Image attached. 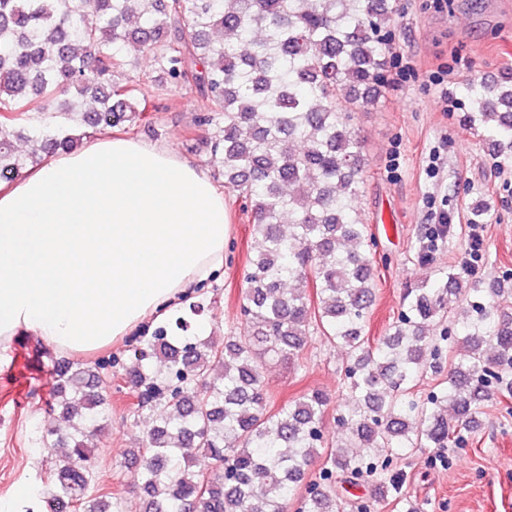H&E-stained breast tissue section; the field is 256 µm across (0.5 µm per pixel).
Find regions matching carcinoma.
Segmentation results:
<instances>
[{
    "label": "carcinoma",
    "instance_id": "cac0c4a2",
    "mask_svg": "<svg viewBox=\"0 0 512 512\" xmlns=\"http://www.w3.org/2000/svg\"><path fill=\"white\" fill-rule=\"evenodd\" d=\"M394 15L393 0H0V181L39 164V150L76 148L80 122L142 116L149 90L124 55L132 43L152 59L153 82L196 89L211 163L246 199L259 239L240 306L249 336L189 339L194 306L171 322L175 335L134 351L136 410L157 411L130 451L144 512H287L293 500L298 512H342L336 477L357 480L395 450L457 444L481 405L512 396V313L498 283L450 267L407 289L385 335L365 340L377 275L352 206L365 172L352 112L386 86ZM464 90L465 126L512 168V70ZM20 125L36 133L26 155L13 144ZM438 328L462 353L448 356V384L418 399ZM312 336L348 351L351 408L335 421L355 455L327 446L326 393L268 404L271 365L298 360ZM100 370L67 363L47 404L66 425L39 437L51 512H121L87 495L98 467L88 440L112 413Z\"/></svg>",
    "mask_w": 512,
    "mask_h": 512
}]
</instances>
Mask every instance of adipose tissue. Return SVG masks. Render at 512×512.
Here are the masks:
<instances>
[{"instance_id":"adipose-tissue-1","label":"adipose tissue","mask_w":512,"mask_h":512,"mask_svg":"<svg viewBox=\"0 0 512 512\" xmlns=\"http://www.w3.org/2000/svg\"><path fill=\"white\" fill-rule=\"evenodd\" d=\"M224 193L176 150L102 136L0 184V346L87 354L224 263Z\"/></svg>"}]
</instances>
